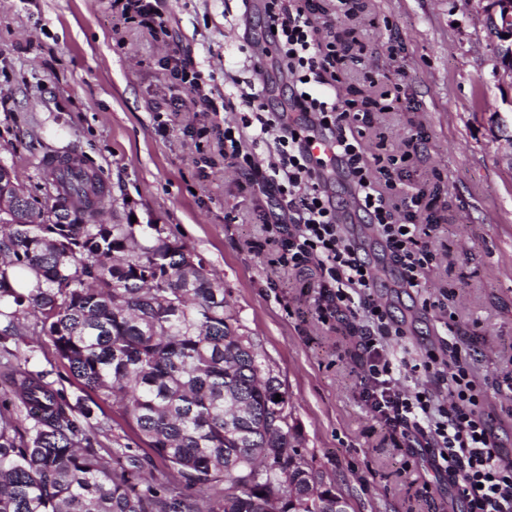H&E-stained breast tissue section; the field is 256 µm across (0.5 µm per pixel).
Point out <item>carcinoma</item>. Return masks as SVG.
<instances>
[{"instance_id": "1", "label": "carcinoma", "mask_w": 512, "mask_h": 512, "mask_svg": "<svg viewBox=\"0 0 512 512\" xmlns=\"http://www.w3.org/2000/svg\"><path fill=\"white\" fill-rule=\"evenodd\" d=\"M71 175L65 180V175ZM0 214V345L32 320L83 389L118 404L167 471L142 484L94 448L92 408L68 404L41 371L6 363L0 512H347L296 448L288 393L229 309L224 281L155 224H104L100 176L77 165ZM31 274L18 289L12 274ZM281 400H275L276 395ZM206 486L203 507L183 489Z\"/></svg>"}]
</instances>
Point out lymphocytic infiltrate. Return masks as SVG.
I'll use <instances>...</instances> for the list:
<instances>
[{
  "mask_svg": "<svg viewBox=\"0 0 512 512\" xmlns=\"http://www.w3.org/2000/svg\"><path fill=\"white\" fill-rule=\"evenodd\" d=\"M267 11L275 31L269 47L256 56L254 69L264 72L266 57H275L281 71L293 80L291 96L277 111L268 110L258 92L251 94L247 105L252 111L254 138L279 128L287 181L260 170L249 156L241 155L237 127L228 125L218 131V142L229 146L248 184L258 185L280 213L296 211L304 216L297 240L279 261L297 270L308 256H319L327 298L326 304L316 308L319 318L345 320L362 315L371 323V330L363 332L359 341L367 359L361 391L364 405L407 440L425 470L432 472L436 482L447 484L465 512H512V461L502 457L489 421L479 408V393L461 366L458 352H451L448 358L453 384L446 405H435L428 395L406 396L392 384L393 364L373 336L374 330L389 325V315L370 293L372 270L342 235L337 206L317 168L330 169L351 183L359 210L383 240L405 288L422 285L428 260L427 251L417 246L422 231L415 224L404 228L390 222L386 200L371 185L354 135L356 115L345 102L320 89L328 55L319 26L308 15L291 13L272 2ZM314 144L320 146V155H312Z\"/></svg>",
  "mask_w": 512,
  "mask_h": 512,
  "instance_id": "lymphocytic-infiltrate-1",
  "label": "lymphocytic infiltrate"
}]
</instances>
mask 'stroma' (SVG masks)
<instances>
[{
  "instance_id": "35a3bbf8",
  "label": "stroma",
  "mask_w": 512,
  "mask_h": 512,
  "mask_svg": "<svg viewBox=\"0 0 512 512\" xmlns=\"http://www.w3.org/2000/svg\"><path fill=\"white\" fill-rule=\"evenodd\" d=\"M335 42L333 86L360 114L358 140L374 188L403 223L399 191L420 196L432 226L423 286L398 277L376 231L358 216L345 177H332L343 230L377 276L375 301L400 334L381 342L408 368L411 393L448 400V368L413 370L426 350L457 348L481 391L502 454L512 461V79L497 66L488 0H295ZM164 28L119 21L112 0H0V162L31 194L50 178L47 156L96 171L110 224H163L224 281L226 299L288 393L299 449L348 512H449L447 486L425 474L359 400L363 318L320 322L318 276L280 266L284 233L264 230L273 205L253 195L235 159L220 154L215 125H241L244 95L264 86L279 108L290 78L254 57L270 39L267 0H157ZM180 56L201 70L208 99L173 78ZM373 81H366L363 70ZM397 97H384L387 82ZM19 351L69 403L83 392L47 337L22 328ZM108 426L97 451L127 446L153 483L166 470L111 401L95 410Z\"/></svg>"
}]
</instances>
